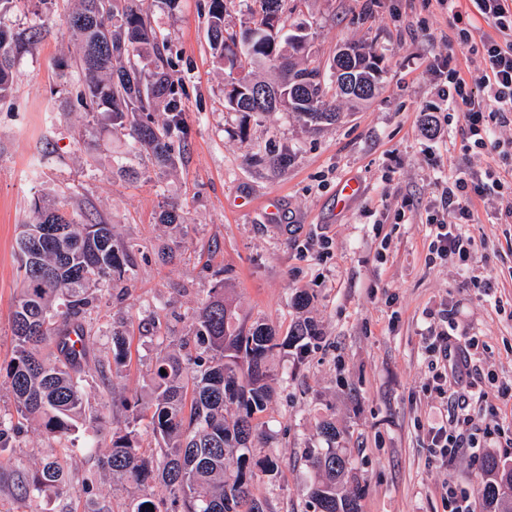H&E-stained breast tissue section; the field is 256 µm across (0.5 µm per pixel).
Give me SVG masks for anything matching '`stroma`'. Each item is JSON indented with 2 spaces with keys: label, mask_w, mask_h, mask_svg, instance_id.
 Returning <instances> with one entry per match:
<instances>
[{
  "label": "stroma",
  "mask_w": 512,
  "mask_h": 512,
  "mask_svg": "<svg viewBox=\"0 0 512 512\" xmlns=\"http://www.w3.org/2000/svg\"><path fill=\"white\" fill-rule=\"evenodd\" d=\"M207 0H150L152 25L167 35L184 85L188 136L173 168L135 153L107 112L76 102L77 43L65 18L74 0H11L0 25L22 34L13 89L0 100V363L13 355L11 314L20 293L15 237L32 223L35 200L64 203L77 223L111 224L132 247L137 277L124 294L105 293L90 310L98 327L85 363L88 410L105 415L102 445L126 425L121 401L146 394L150 370L167 340L185 335L181 314L200 306L224 278V294L246 322L261 320L287 336L299 313L294 292L312 293L307 314L320 336L306 347L276 349L270 366L283 380L257 419L254 459L274 457L275 471L254 485L268 512H305L309 472L303 452L324 447L320 425H336L337 447L352 457L344 491L360 493L361 512H448L443 487L475 490L482 453L460 449L448 464L426 449L423 423L442 409L426 351L432 330L454 342L476 338L465 411L472 431L512 430V223L494 193L476 202L469 262H429L430 226L451 169H491L512 176V150L468 148L458 115L437 95L444 65H469L489 25L470 0L453 21L437 0H306L292 22L311 26L310 57L329 65L354 41L383 57L378 94L319 132L289 112L271 113L239 136L237 113L224 107L230 76L206 39ZM473 29L469 42L459 28ZM288 150V168L256 163L268 144ZM137 176L118 177V164ZM359 196L338 205L342 182ZM182 205L184 226L162 224L164 203ZM495 284L485 294L482 279ZM158 309L155 323L142 315ZM130 335L131 352L117 390L99 372L113 327ZM489 400L477 399V392ZM75 480H95L111 512H125L129 488L105 476L94 455L76 453ZM25 473L0 469V512H82L79 496H26Z\"/></svg>",
  "instance_id": "stroma-1"
}]
</instances>
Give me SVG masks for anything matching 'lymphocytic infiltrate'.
Returning <instances> with one entry per match:
<instances>
[{"mask_svg":"<svg viewBox=\"0 0 512 512\" xmlns=\"http://www.w3.org/2000/svg\"><path fill=\"white\" fill-rule=\"evenodd\" d=\"M478 13L496 30L495 35L480 39L483 53L478 68L479 91H472L469 74L451 69L439 84V96L458 112L462 137L473 147L486 152L496 151L500 143L493 137L494 124H512V0H473ZM491 184L468 170L458 168L449 176L440 195L444 218L434 226L430 243L433 258L468 261L474 243L461 227L475 219L472 203L485 199ZM435 359L441 360L442 371L435 378L446 385L449 396H456V387L466 377L471 363L468 348L452 343L447 331H438L430 345ZM474 420L470 415L448 406L445 412L434 413L426 428L430 454L447 463L458 449L512 447V435L503 428L486 429L484 439H476L470 430Z\"/></svg>","mask_w":512,"mask_h":512,"instance_id":"lymphocytic-infiltrate-1","label":"lymphocytic infiltrate"}]
</instances>
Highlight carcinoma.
<instances>
[{
    "instance_id": "cac0c4a2",
    "label": "carcinoma",
    "mask_w": 512,
    "mask_h": 512,
    "mask_svg": "<svg viewBox=\"0 0 512 512\" xmlns=\"http://www.w3.org/2000/svg\"><path fill=\"white\" fill-rule=\"evenodd\" d=\"M225 2L207 0V37L217 63L233 75L226 104L241 113L240 135L247 134L250 123L281 110L319 130L339 119L336 98L356 106L374 96L382 69L373 46L357 42L349 47L356 69L349 86L334 66L324 69L304 61L307 42L298 40L297 32L284 33L285 16L302 0H241L247 24L238 32L224 25ZM67 29L79 44L76 100L89 112L111 113L112 127L127 131L154 163L175 165L187 126L174 63L166 55L167 42L159 40L150 23L147 0H78ZM22 44L19 35L0 26L1 99L10 92ZM260 66L276 70L278 81L256 79L254 69ZM255 160L276 171L288 166L290 156L268 149ZM35 212L36 220L21 225L16 239L21 290L12 315L14 352L0 364V377L7 380L17 418L0 415V467L25 470L28 495L76 492L85 498L83 512H106L94 482L87 479L75 488L62 460L48 458L28 467L2 455L25 433L27 423L67 441L81 422L86 436L70 449L96 451L99 418L87 414L85 402L84 365L93 339L86 314L97 299V287L123 290L136 277L131 249L113 234L112 225L78 224L61 207L37 204ZM158 220L183 223V207L167 204ZM189 320L194 349L182 343L157 359L148 401L124 400L126 427L112 434L101 467L140 491L132 512H267L252 487L274 471L276 461L271 456L250 461L255 415L265 410L278 380L267 359L284 345L319 335L318 328L309 319L296 321L288 339L280 342L263 322H239L224 299L222 279ZM229 405L242 413L227 417ZM143 432L156 442L149 455L142 450ZM320 432L327 447L306 449L307 468L314 472L310 512H360L359 498L341 491L351 461L335 447L336 425L325 421ZM482 471L476 491L484 512H512V463L489 453ZM155 485L165 490L163 496H156Z\"/></svg>"
}]
</instances>
